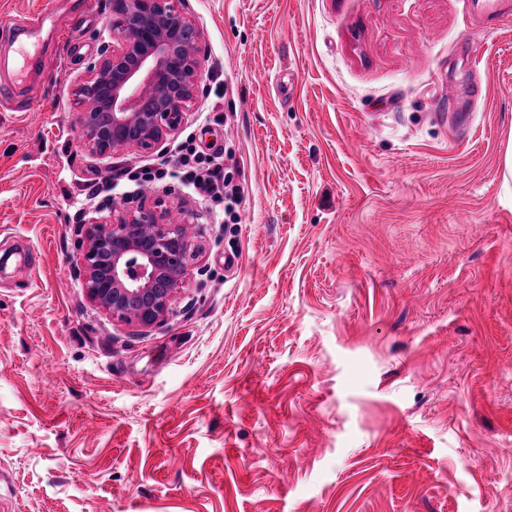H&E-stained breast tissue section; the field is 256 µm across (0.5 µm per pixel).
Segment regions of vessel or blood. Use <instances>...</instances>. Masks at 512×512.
Returning a JSON list of instances; mask_svg holds the SVG:
<instances>
[{"label":"vessel or blood","mask_w":512,"mask_h":512,"mask_svg":"<svg viewBox=\"0 0 512 512\" xmlns=\"http://www.w3.org/2000/svg\"><path fill=\"white\" fill-rule=\"evenodd\" d=\"M56 16L57 10L52 7L25 22L12 19L0 22V31L8 34L15 53L12 72L0 78L1 99L11 100L22 96L26 79L40 52L39 36L45 28L56 29L58 52L66 55L71 53L73 42L66 27L58 24Z\"/></svg>","instance_id":"b4317fda"}]
</instances>
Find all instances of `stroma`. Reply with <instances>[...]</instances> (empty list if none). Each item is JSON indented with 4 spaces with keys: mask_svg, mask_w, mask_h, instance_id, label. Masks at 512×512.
<instances>
[{
    "mask_svg": "<svg viewBox=\"0 0 512 512\" xmlns=\"http://www.w3.org/2000/svg\"><path fill=\"white\" fill-rule=\"evenodd\" d=\"M0 105V512H512V22L471 0H181L204 32L163 151L76 123L110 0ZM221 113L226 125L204 119ZM233 147L241 221L177 181L89 201L186 136ZM162 203L194 257L142 332L91 303L79 224Z\"/></svg>",
    "mask_w": 512,
    "mask_h": 512,
    "instance_id": "1",
    "label": "stroma"
}]
</instances>
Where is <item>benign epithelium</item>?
<instances>
[{
	"instance_id": "benign-epithelium-1",
	"label": "benign epithelium",
	"mask_w": 512,
	"mask_h": 512,
	"mask_svg": "<svg viewBox=\"0 0 512 512\" xmlns=\"http://www.w3.org/2000/svg\"><path fill=\"white\" fill-rule=\"evenodd\" d=\"M180 0H111L108 41L79 92L107 97L109 123L78 117L81 138L99 156L111 143L160 149L187 119L203 72V30ZM77 262L88 299L114 320L144 332L163 325L187 280L189 244L166 212L140 206L105 222L80 225Z\"/></svg>"
}]
</instances>
